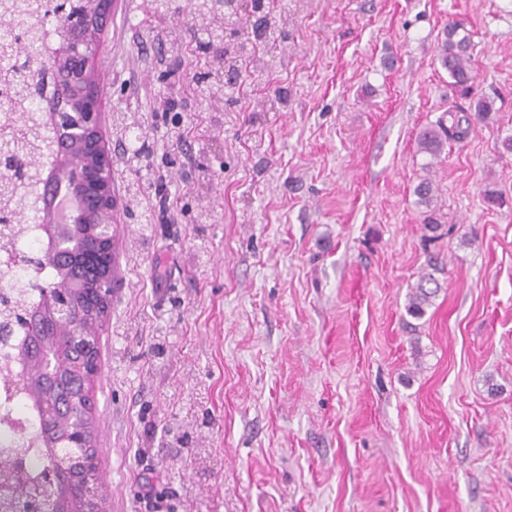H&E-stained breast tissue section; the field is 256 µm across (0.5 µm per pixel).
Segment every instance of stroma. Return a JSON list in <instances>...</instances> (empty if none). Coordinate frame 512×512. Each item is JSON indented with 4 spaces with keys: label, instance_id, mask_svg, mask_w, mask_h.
Instances as JSON below:
<instances>
[{
    "label": "stroma",
    "instance_id": "obj_1",
    "mask_svg": "<svg viewBox=\"0 0 512 512\" xmlns=\"http://www.w3.org/2000/svg\"><path fill=\"white\" fill-rule=\"evenodd\" d=\"M268 2L289 39L224 106L191 80L196 34L147 0H117L93 62L104 112L150 142L114 158L107 512H145L146 478L168 512H512V0ZM452 23L468 93L437 59ZM452 110L468 138L419 152Z\"/></svg>",
    "mask_w": 512,
    "mask_h": 512
}]
</instances>
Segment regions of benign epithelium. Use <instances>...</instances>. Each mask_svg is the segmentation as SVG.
<instances>
[{
	"label": "benign epithelium",
	"mask_w": 512,
	"mask_h": 512,
	"mask_svg": "<svg viewBox=\"0 0 512 512\" xmlns=\"http://www.w3.org/2000/svg\"><path fill=\"white\" fill-rule=\"evenodd\" d=\"M115 0H51L58 45L48 62L28 63L22 78L33 74L48 79L46 119L62 142L49 177L50 196L61 199L62 211L51 209L43 224L50 241V256L59 255L82 264L96 263L92 281L74 280L68 267H60L62 288L44 292L39 308L30 315L37 328L52 329L68 337L69 344L83 350L77 362L80 374L97 375L98 345L78 338L80 326L72 317V304L111 305L115 263L113 160L103 141L105 112L103 86L92 66L100 53L101 36L112 15ZM53 347L46 343L29 346L30 365L45 380L55 372ZM68 452L58 457L64 467L75 454H85L89 443L78 427H70L60 438ZM81 512H103L98 489L84 478Z\"/></svg>",
	"instance_id": "benign-epithelium-1"
}]
</instances>
